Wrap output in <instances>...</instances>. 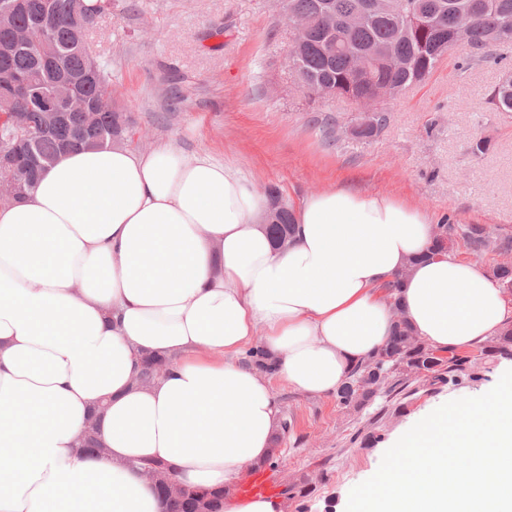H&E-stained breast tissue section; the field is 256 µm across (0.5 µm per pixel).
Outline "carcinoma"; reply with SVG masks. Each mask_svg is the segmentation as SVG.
<instances>
[{
	"instance_id": "carcinoma-1",
	"label": "carcinoma",
	"mask_w": 512,
	"mask_h": 512,
	"mask_svg": "<svg viewBox=\"0 0 512 512\" xmlns=\"http://www.w3.org/2000/svg\"><path fill=\"white\" fill-rule=\"evenodd\" d=\"M29 8L21 20L35 26L40 34L56 47L54 59L44 64L27 49L18 48L8 58V64L26 82L33 71L43 72L51 80L63 77H84L80 89L88 102L112 96L111 74L107 66L97 62L89 71L91 55L73 41V29L79 25L93 27L97 20L112 9V0H85L80 13L73 10V0H51V8L42 12L38 0H24ZM292 9L301 14L318 15L327 8L344 13L364 0H289ZM425 15L424 23L414 21L410 14L390 15L366 13L358 26L339 33L347 50L332 51L330 36L315 28L298 46L295 55L297 72L304 91L316 99L345 98L353 102L371 97L379 86H387L397 97L414 85L425 82L444 58L441 46L454 50L459 29H466L471 55L467 65L479 64L492 58V52L512 42V0H405ZM388 45L399 55L404 65L387 67L371 57L374 49ZM487 104L493 112H512V78L499 82L488 93ZM15 111L26 115L27 124L17 126L11 118L0 120V141L12 146L34 135L32 149L45 159L53 160L66 145L104 147L133 140L135 126L118 107L100 113L97 131L84 125L83 114L70 112L61 125L50 134L40 133V112L27 101L17 102ZM267 209L274 214L268 225L276 243L289 238L295 224V211L273 186L266 192ZM438 235L454 236L466 249L478 257L489 253L504 254L512 250V237L499 236L481 224H440ZM487 357L512 358V326L492 337L481 351ZM470 356L461 353L440 354L416 336L402 311H397L394 329L386 344L362 366L355 368L349 381L336 391L337 403L345 409L359 411L376 400L387 402L399 396L417 392L415 385L435 386L456 380L459 372L472 364ZM168 360L147 356L143 360L140 381L150 383L160 377ZM141 469L154 486L172 478L170 464L145 461ZM223 493L202 490L199 497L166 498V512H220Z\"/></svg>"
}]
</instances>
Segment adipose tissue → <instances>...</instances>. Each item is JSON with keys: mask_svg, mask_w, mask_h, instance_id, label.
Wrapping results in <instances>:
<instances>
[{"mask_svg": "<svg viewBox=\"0 0 512 512\" xmlns=\"http://www.w3.org/2000/svg\"><path fill=\"white\" fill-rule=\"evenodd\" d=\"M265 207L232 164L167 142L63 152L0 203V512H164L138 468L152 459L223 492L224 512H284L235 492L275 452L274 381L335 394L396 306L441 351L512 324V296L431 256L430 217L395 196L309 195L283 248ZM256 342L271 369L245 362ZM145 355L170 361L148 385ZM103 401L92 454L78 437Z\"/></svg>", "mask_w": 512, "mask_h": 512, "instance_id": "1", "label": "adipose tissue"}]
</instances>
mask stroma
<instances>
[{"label":"stroma","instance_id":"1","mask_svg":"<svg viewBox=\"0 0 512 512\" xmlns=\"http://www.w3.org/2000/svg\"><path fill=\"white\" fill-rule=\"evenodd\" d=\"M291 38L275 0H114L88 36L135 123L139 151L164 139L190 155L209 152L257 190L278 186L296 206L344 187L398 196L435 222L445 216L512 236V112L485 102L512 71V46L471 67L469 48L457 47L429 80L388 103L389 121L372 141L330 143L320 117L346 122L358 107L311 99L297 86L284 62ZM480 137L489 147L472 153ZM511 368V360L485 357L454 382L359 412L277 384L293 430L270 469L285 486L303 476L312 482L307 496L286 497L287 512H345L351 489L376 473L400 431L450 400L484 394Z\"/></svg>","mask_w":512,"mask_h":512}]
</instances>
